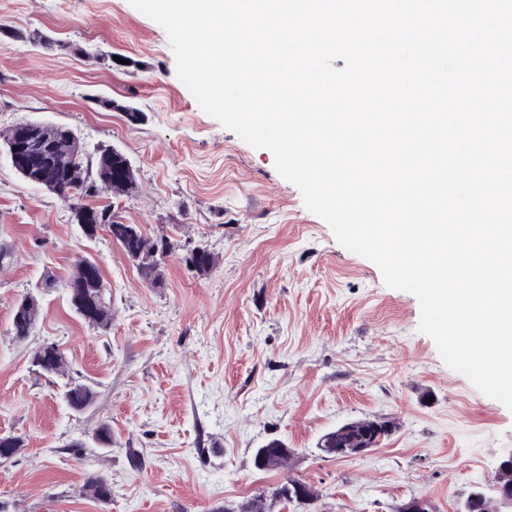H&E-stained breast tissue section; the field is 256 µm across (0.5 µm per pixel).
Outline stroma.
<instances>
[{
	"instance_id": "35a3bbf8",
	"label": "stroma",
	"mask_w": 512,
	"mask_h": 512,
	"mask_svg": "<svg viewBox=\"0 0 512 512\" xmlns=\"http://www.w3.org/2000/svg\"><path fill=\"white\" fill-rule=\"evenodd\" d=\"M1 22L24 38L0 34V130L40 120L122 150L137 189L94 206L172 247L150 286L107 232L86 237L67 201L0 152V244L13 250L0 269V436L25 441L0 461L6 512H220L289 478L317 490L310 512H399L413 499L460 512L473 491L493 493L512 411L442 361L417 298L343 247L269 150L199 107L158 23L129 0H0ZM192 249L213 255L210 270L185 264ZM82 257L107 285L104 332L69 304ZM29 292L41 315L17 342L10 315ZM45 343L96 391L91 407L69 410L33 370ZM373 418L397 429L365 456L320 450L325 434ZM104 419L107 449L93 440ZM272 438L294 448L291 465L257 470ZM92 477L111 485L108 503L85 494Z\"/></svg>"
}]
</instances>
